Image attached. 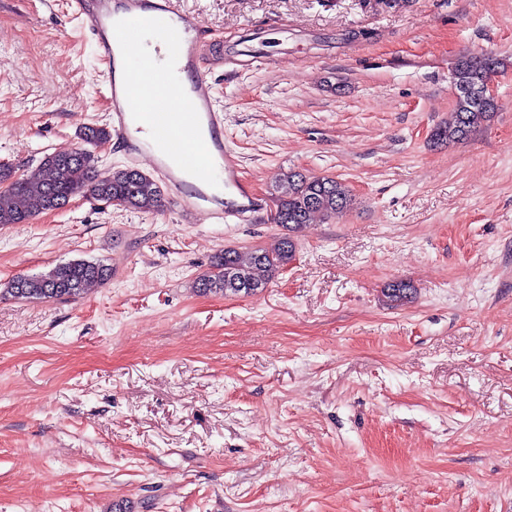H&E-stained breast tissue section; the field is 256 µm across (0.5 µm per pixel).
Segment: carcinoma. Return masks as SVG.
<instances>
[{"label":"carcinoma","mask_w":512,"mask_h":512,"mask_svg":"<svg viewBox=\"0 0 512 512\" xmlns=\"http://www.w3.org/2000/svg\"><path fill=\"white\" fill-rule=\"evenodd\" d=\"M498 67L499 61L491 56L458 60L453 69V119L433 131V140L462 141L490 116L493 102L483 96V90ZM110 138L111 132L104 127L84 128L83 144L45 155L42 172L36 178L17 180L13 165L0 162V225L26 224L42 213L64 209L74 197L86 193L127 209L155 210L161 189L151 175L135 168L98 170L94 154L86 145L96 146ZM274 191L275 223L289 232L310 223L315 213L333 217L352 205L348 187L333 177L288 170L276 177ZM293 255L294 242L289 236L270 248H227L214 258L212 271L200 278L197 288L205 294L224 296L255 294L267 287ZM110 275V268L99 261L77 259L39 274L17 276L6 292L14 298L35 301L75 299ZM386 297L397 305L407 302L412 298V286L404 280L395 281L386 288Z\"/></svg>","instance_id":"carcinoma-1"}]
</instances>
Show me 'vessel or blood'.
Returning a JSON list of instances; mask_svg holds the SVG:
<instances>
[{
    "instance_id": "obj_1",
    "label": "vessel or blood",
    "mask_w": 512,
    "mask_h": 512,
    "mask_svg": "<svg viewBox=\"0 0 512 512\" xmlns=\"http://www.w3.org/2000/svg\"><path fill=\"white\" fill-rule=\"evenodd\" d=\"M71 17L88 23L92 46L104 64L112 131L129 155L148 157L184 215L252 220L262 202L241 180L224 143V117L215 90L200 65L202 26L177 0H68ZM153 35L154 52L176 91L154 72H143V93L118 80V48Z\"/></svg>"
}]
</instances>
